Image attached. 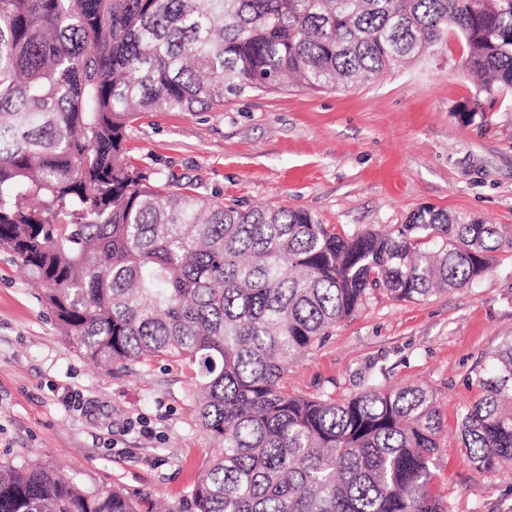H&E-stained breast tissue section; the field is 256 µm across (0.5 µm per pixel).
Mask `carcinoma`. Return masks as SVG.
Here are the masks:
<instances>
[{
    "mask_svg": "<svg viewBox=\"0 0 512 512\" xmlns=\"http://www.w3.org/2000/svg\"><path fill=\"white\" fill-rule=\"evenodd\" d=\"M455 32L477 96L512 93V0H0V248L84 357L195 367L215 452L191 512H447L443 422L420 387L292 396L288 364L380 293L472 284L512 229L422 207L352 235L306 210L205 199L127 156L143 112H210L290 77L369 82ZM458 418L474 466L512 463V336ZM114 487L0 464V512H140Z\"/></svg>",
    "mask_w": 512,
    "mask_h": 512,
    "instance_id": "1",
    "label": "carcinoma"
}]
</instances>
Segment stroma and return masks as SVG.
Returning <instances> with one entry per match:
<instances>
[{
	"mask_svg": "<svg viewBox=\"0 0 512 512\" xmlns=\"http://www.w3.org/2000/svg\"><path fill=\"white\" fill-rule=\"evenodd\" d=\"M456 36L431 56L356 86L251 92L212 112H148L129 154L200 195L246 209H303L354 233L393 230L419 207L512 225V95L473 121L476 90ZM512 336V247L465 288L373 299L291 363V395L350 399L369 384L434 393L444 419L434 483L449 512H512V464L477 470L457 418L479 396L484 353ZM191 365L105 370L61 336L19 261L0 251V462L40 464L87 491L115 485L140 512H186L213 442Z\"/></svg>",
	"mask_w": 512,
	"mask_h": 512,
	"instance_id": "35a3bbf8",
	"label": "stroma"
}]
</instances>
